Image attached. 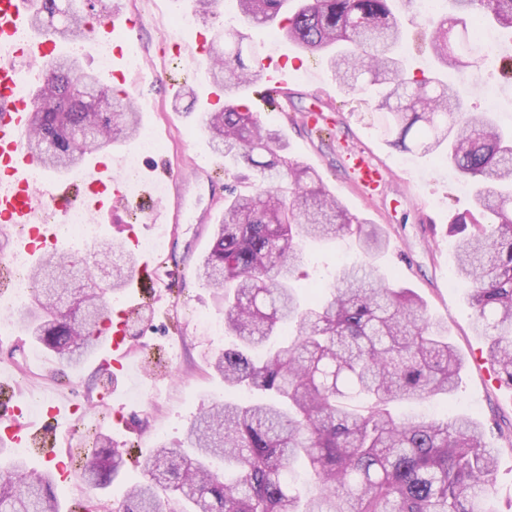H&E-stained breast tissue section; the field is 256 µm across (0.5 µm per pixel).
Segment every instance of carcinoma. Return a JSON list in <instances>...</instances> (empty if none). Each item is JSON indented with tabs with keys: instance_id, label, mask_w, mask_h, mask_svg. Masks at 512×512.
<instances>
[{
	"instance_id": "carcinoma-1",
	"label": "carcinoma",
	"mask_w": 512,
	"mask_h": 512,
	"mask_svg": "<svg viewBox=\"0 0 512 512\" xmlns=\"http://www.w3.org/2000/svg\"><path fill=\"white\" fill-rule=\"evenodd\" d=\"M97 0H35L44 30L64 15L58 39L84 42L101 17ZM254 26L276 24L283 37L327 59L342 90L375 86L391 114L397 149L442 156L474 187L471 209L451 220L459 236L456 275L471 286L473 328L488 340L491 362L512 386V131L494 116L466 111L442 79L407 76L397 48L405 26L394 0H235ZM220 0H193L214 18ZM512 33V0H452L428 18L423 37L436 65L452 70L488 59L479 25ZM248 34L233 29L224 50L208 49L210 78L224 106L199 115L212 149L252 171L251 189H228L213 245L198 279L221 291L231 345L213 360L224 390L239 391L196 418L187 449L160 446L112 512H496L491 507L499 449L469 416L453 421L396 414L392 405L435 399L459 384L462 359L448 328L425 302L371 262L343 265L309 300L293 281L302 243L351 235L367 256L389 246L386 231L351 214L312 167L288 157L276 131L241 104L257 71L244 62ZM84 84L75 93L73 86ZM32 147L45 168L65 172L88 147L137 137L138 114L123 90L81 69L78 57L50 62L35 92ZM93 130L79 139L75 127ZM112 280L79 251L45 254L30 271L33 303L17 322L60 361L92 353L111 318L105 299L131 276L120 243L97 249ZM95 432L83 472L94 489L118 476L121 455ZM306 463L318 491L304 496L294 465ZM0 512H61L51 473L27 470L11 454L0 467Z\"/></svg>"
}]
</instances>
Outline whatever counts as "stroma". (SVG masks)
<instances>
[{
	"label": "stroma",
	"instance_id": "stroma-1",
	"mask_svg": "<svg viewBox=\"0 0 512 512\" xmlns=\"http://www.w3.org/2000/svg\"><path fill=\"white\" fill-rule=\"evenodd\" d=\"M107 10L122 7L143 9L147 21L133 34V48L143 62L152 61L163 37L164 22L192 17L191 0H103ZM250 44L259 57L287 55L292 75L288 84V109L280 112L263 104L269 87L259 78L245 100L263 123L275 130L288 146L289 156L316 168L328 189L352 214L388 230L390 244L374 263L390 273L401 287L411 289L426 303L428 314L442 320L448 337L465 359L457 391L428 403L438 417L461 413L475 415L500 448L495 470L493 506L496 512H512V386L502 381L493 367L485 337L472 329L466 302L468 286L455 279L456 236L449 231L451 219L469 207L470 187L448 164L435 155L402 152L389 144L387 115L377 108L369 91H342L336 86L326 60L310 55L284 39L269 43L268 31L253 28ZM496 62L478 68L452 71L449 82L464 91L474 112L493 111L497 121L512 126V84L504 83ZM180 86L170 89L166 78L136 83L126 71L122 88L139 96L144 111L142 128L152 129L166 144V152L140 156L139 140L121 149L123 156L139 155L141 169L167 163L181 174L185 216L166 237L163 252L152 272L141 274V288L126 286L111 298L113 310H121L133 296H140V312L128 317L125 337L135 366L124 384H117L97 356L67 366L46 348L27 342L24 348L0 344V362L15 369L34 371L46 389L68 390L75 401L110 407L115 423L103 425L115 447L123 451L118 480L105 490L111 501L122 499L129 483L143 480L146 458L158 446L181 448L190 424L224 393V385L211 370L210 361L224 348V339L194 322L202 310L223 320L224 307L215 289L202 285L196 269L209 252L214 229L224 212V188L239 182V170L229 168L207 175L199 163L220 164L193 120L202 112L201 97L210 81L207 69L188 71L172 67ZM323 109L332 123L333 136L320 140L302 124L312 108ZM371 148L389 168L388 179L376 198L363 199L345 169L343 158L350 145ZM113 222L101 237L128 242L130 237L157 235L155 225L144 223L134 209L116 205ZM307 261L298 282L301 294L315 284L330 281L341 263L360 262L364 256L357 243L343 238L330 246H308Z\"/></svg>",
	"mask_w": 512,
	"mask_h": 512
}]
</instances>
